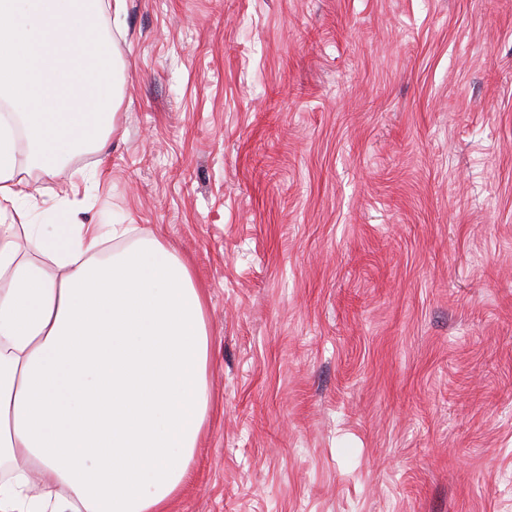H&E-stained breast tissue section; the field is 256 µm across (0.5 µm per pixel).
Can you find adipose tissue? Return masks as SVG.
<instances>
[{
	"mask_svg": "<svg viewBox=\"0 0 512 512\" xmlns=\"http://www.w3.org/2000/svg\"><path fill=\"white\" fill-rule=\"evenodd\" d=\"M16 140L1 121L0 213L23 193ZM207 360L203 293L153 231L0 221V512H167L209 416Z\"/></svg>",
	"mask_w": 512,
	"mask_h": 512,
	"instance_id": "1",
	"label": "adipose tissue"
}]
</instances>
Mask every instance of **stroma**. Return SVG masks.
<instances>
[{"instance_id":"1","label":"stroma","mask_w":512,"mask_h":512,"mask_svg":"<svg viewBox=\"0 0 512 512\" xmlns=\"http://www.w3.org/2000/svg\"><path fill=\"white\" fill-rule=\"evenodd\" d=\"M104 152L7 218L135 224L206 300L170 512H512V0H128ZM100 162L86 190L82 170Z\"/></svg>"}]
</instances>
